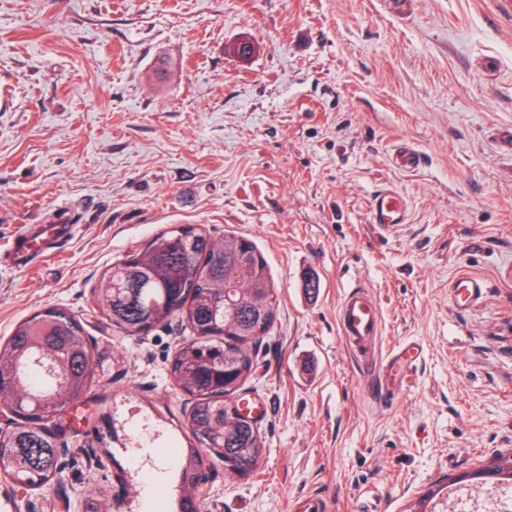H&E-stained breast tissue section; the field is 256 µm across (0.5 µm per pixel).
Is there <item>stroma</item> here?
<instances>
[{
    "label": "stroma",
    "instance_id": "obj_1",
    "mask_svg": "<svg viewBox=\"0 0 512 512\" xmlns=\"http://www.w3.org/2000/svg\"><path fill=\"white\" fill-rule=\"evenodd\" d=\"M402 143L422 152L414 172L393 163ZM383 185L410 203L389 233L368 218ZM60 206L70 243L11 268L21 225ZM170 224L247 238L278 288L247 386L268 405L265 454L247 478L210 465L202 512H404L512 452V0H0V339L61 307L94 366L59 480L0 476V512L178 496L175 463L136 428L189 437L169 378L187 333L129 336L96 304L105 270ZM460 271L488 283L464 312ZM355 284L378 297L381 347L422 349L383 404L338 332Z\"/></svg>",
    "mask_w": 512,
    "mask_h": 512
}]
</instances>
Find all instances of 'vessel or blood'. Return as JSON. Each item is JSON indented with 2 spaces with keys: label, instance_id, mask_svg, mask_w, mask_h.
Listing matches in <instances>:
<instances>
[{
  "label": "vessel or blood",
  "instance_id": "b4317fda",
  "mask_svg": "<svg viewBox=\"0 0 512 512\" xmlns=\"http://www.w3.org/2000/svg\"><path fill=\"white\" fill-rule=\"evenodd\" d=\"M409 220L406 197L390 186L375 191L370 201L369 222L380 231H388ZM68 211H58L47 224H27L14 236L9 258L21 270L34 268L38 262L57 253L74 235ZM486 282L467 272H458L448 283L449 298L454 306L474 304L483 294ZM339 332L349 348L383 375L396 377L399 387L410 383L409 373L420 349L417 343L404 342L387 351H380L382 334L381 306L374 294L360 284L348 289L337 309Z\"/></svg>",
  "mask_w": 512,
  "mask_h": 512
}]
</instances>
